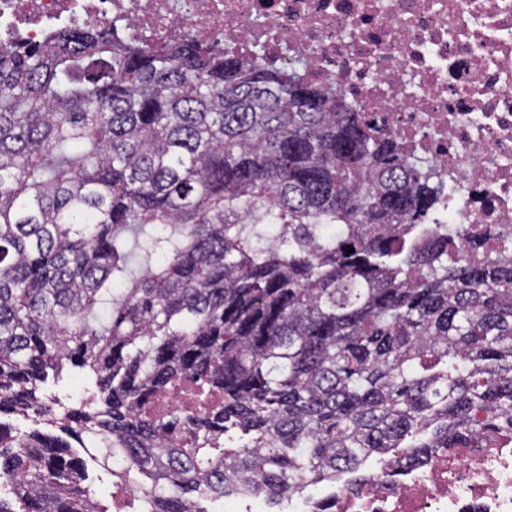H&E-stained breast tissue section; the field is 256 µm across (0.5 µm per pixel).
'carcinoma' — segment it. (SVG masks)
Listing matches in <instances>:
<instances>
[{
    "label": "carcinoma",
    "mask_w": 512,
    "mask_h": 512,
    "mask_svg": "<svg viewBox=\"0 0 512 512\" xmlns=\"http://www.w3.org/2000/svg\"><path fill=\"white\" fill-rule=\"evenodd\" d=\"M442 197L304 57L90 28L0 49V512H107L95 438L150 512L511 440L512 257L459 251ZM85 370L79 405L49 397Z\"/></svg>",
    "instance_id": "carcinoma-1"
}]
</instances>
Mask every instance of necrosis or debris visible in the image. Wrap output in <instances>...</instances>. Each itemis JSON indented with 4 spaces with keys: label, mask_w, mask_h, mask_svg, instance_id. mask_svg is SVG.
<instances>
[{
    "label": "necrosis or debris",
    "mask_w": 512,
    "mask_h": 512,
    "mask_svg": "<svg viewBox=\"0 0 512 512\" xmlns=\"http://www.w3.org/2000/svg\"><path fill=\"white\" fill-rule=\"evenodd\" d=\"M90 26L248 53L304 54L385 127L433 158L448 189L436 220L468 255L512 243V0H0V45ZM294 512H512V445L437 448L427 464L381 467Z\"/></svg>",
    "instance_id": "obj_1"
}]
</instances>
